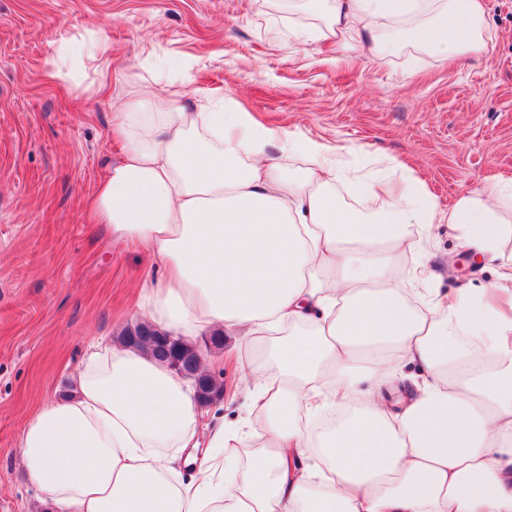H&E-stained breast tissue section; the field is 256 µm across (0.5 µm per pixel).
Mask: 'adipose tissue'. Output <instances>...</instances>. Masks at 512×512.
<instances>
[{"label": "adipose tissue", "instance_id": "1", "mask_svg": "<svg viewBox=\"0 0 512 512\" xmlns=\"http://www.w3.org/2000/svg\"><path fill=\"white\" fill-rule=\"evenodd\" d=\"M306 2L320 23L295 39L371 61L406 44L439 61L488 51L484 0ZM75 42L59 36L53 63L89 98L112 84V45L92 36L76 55ZM111 102L123 148L91 198L95 221L167 272L143 289L146 325L235 337L253 417L216 424L199 449L189 382L140 349L92 343L72 395L20 433L18 462L45 501L56 512H512V179L444 210L407 165L348 178L352 147L264 126L214 90L142 77ZM273 147L304 168L272 161ZM346 179L386 209L339 202ZM447 223L459 248L497 261L496 280L413 310L400 256Z\"/></svg>", "mask_w": 512, "mask_h": 512}]
</instances>
